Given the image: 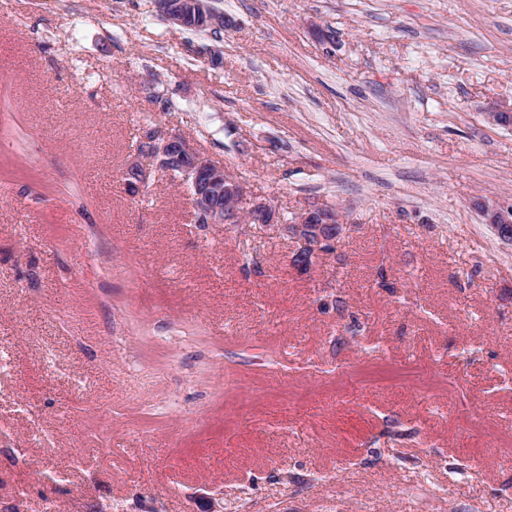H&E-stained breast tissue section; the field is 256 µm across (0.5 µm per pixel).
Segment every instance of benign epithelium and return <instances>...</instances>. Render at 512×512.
I'll use <instances>...</instances> for the list:
<instances>
[{"mask_svg":"<svg viewBox=\"0 0 512 512\" xmlns=\"http://www.w3.org/2000/svg\"><path fill=\"white\" fill-rule=\"evenodd\" d=\"M155 7L167 22L183 30H222L230 23L211 0H155ZM153 169L178 176L189 185L194 211L205 224H262L303 243L293 257L299 266L310 265L342 235L345 219L338 209L311 205L286 222L273 204L250 196L243 181L178 134L156 128L145 131L123 172L126 191L138 192ZM476 208L483 222L491 225L502 241L512 244V205L481 200Z\"/></svg>","mask_w":512,"mask_h":512,"instance_id":"obj_1","label":"benign epithelium"}]
</instances>
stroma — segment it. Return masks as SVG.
Segmentation results:
<instances>
[{
  "label": "stroma",
  "mask_w": 512,
  "mask_h": 512,
  "mask_svg": "<svg viewBox=\"0 0 512 512\" xmlns=\"http://www.w3.org/2000/svg\"><path fill=\"white\" fill-rule=\"evenodd\" d=\"M215 5L0 0V512H512V0ZM146 126L345 233L129 195ZM211 0H155L159 14L170 24L183 30H224L230 19L212 6ZM476 208L485 224H490L498 237L512 245V205L503 206L494 200H481Z\"/></svg>",
  "instance_id": "stroma-1"
}]
</instances>
